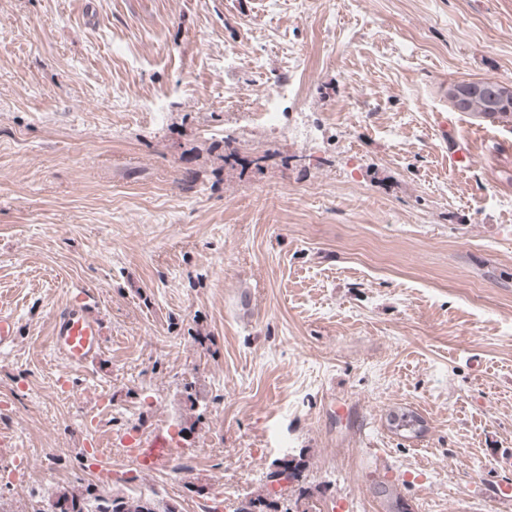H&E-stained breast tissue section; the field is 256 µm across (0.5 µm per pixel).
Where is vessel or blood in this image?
<instances>
[{"instance_id": "obj_1", "label": "vessel or blood", "mask_w": 512, "mask_h": 512, "mask_svg": "<svg viewBox=\"0 0 512 512\" xmlns=\"http://www.w3.org/2000/svg\"><path fill=\"white\" fill-rule=\"evenodd\" d=\"M18 321L12 313L0 310V351L14 347ZM104 332L98 302L91 290H82L59 307L54 315L52 347L58 361L67 366H86L96 362L104 348ZM148 467L167 465L170 450L163 437H156L152 447L141 449Z\"/></svg>"}]
</instances>
